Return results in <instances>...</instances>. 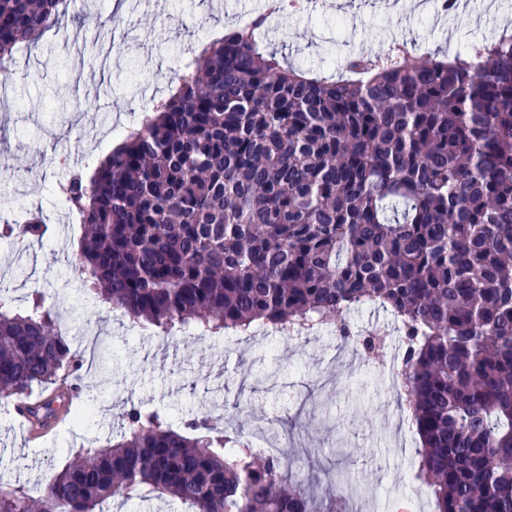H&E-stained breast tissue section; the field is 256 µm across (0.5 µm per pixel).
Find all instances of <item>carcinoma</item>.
<instances>
[{
    "instance_id": "1",
    "label": "carcinoma",
    "mask_w": 512,
    "mask_h": 512,
    "mask_svg": "<svg viewBox=\"0 0 512 512\" xmlns=\"http://www.w3.org/2000/svg\"><path fill=\"white\" fill-rule=\"evenodd\" d=\"M70 0H0V72ZM251 26L189 50L168 96L92 171L55 192L82 216L84 291L144 331L342 340L374 306L399 325L413 480L435 512H512V31L449 58L399 51L309 75ZM0 235L32 244L43 220ZM83 359L43 289L0 296V397L52 429ZM48 395L28 401L33 386ZM204 409L175 428L130 404L119 439L74 449L33 502L0 480V512H108L169 496L189 512H337L308 476L261 456Z\"/></svg>"
}]
</instances>
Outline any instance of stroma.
Returning a JSON list of instances; mask_svg holds the SVG:
<instances>
[{
    "mask_svg": "<svg viewBox=\"0 0 512 512\" xmlns=\"http://www.w3.org/2000/svg\"><path fill=\"white\" fill-rule=\"evenodd\" d=\"M113 2L70 0L65 18L0 83V219L21 221L38 208L47 224L38 243L0 239V295L22 308L41 284L88 368L80 418L43 436L29 437L0 406V480L42 498L71 449L119 432L124 406L162 410L177 425L202 405L238 398L261 406L260 423L275 434L303 412L305 428L290 450L313 470L345 469L363 512H410L402 492L418 463V438L400 418L388 373L368 363L351 369L335 332L143 336L84 294L74 260L82 226L52 205L51 187L64 178L70 156L97 162L111 153L142 114L144 89L166 96L188 47L234 28L248 9L247 0L233 16L223 0H126V25L114 33L104 25ZM435 8L429 0L404 16L380 0H326L318 11L273 21L261 39L304 70L336 76L365 45L408 40L421 52L455 54L494 37L512 15V0L468 8L451 32L435 24ZM351 327L401 347L392 317L374 307L355 312Z\"/></svg>",
    "mask_w": 512,
    "mask_h": 512,
    "instance_id": "obj_1",
    "label": "stroma"
}]
</instances>
